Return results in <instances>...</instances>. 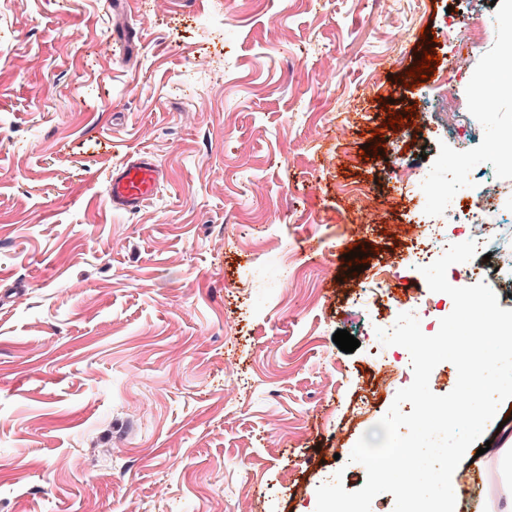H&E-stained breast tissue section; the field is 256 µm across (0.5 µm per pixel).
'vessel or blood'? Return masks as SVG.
<instances>
[{
  "label": "vessel or blood",
  "mask_w": 512,
  "mask_h": 512,
  "mask_svg": "<svg viewBox=\"0 0 512 512\" xmlns=\"http://www.w3.org/2000/svg\"><path fill=\"white\" fill-rule=\"evenodd\" d=\"M164 178L153 155L143 152L128 158L109 175V202L113 209L135 212L152 199Z\"/></svg>",
  "instance_id": "obj_1"
}]
</instances>
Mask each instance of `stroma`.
Returning a JSON list of instances; mask_svg holds the SVG:
<instances>
[{
	"instance_id": "1",
	"label": "stroma",
	"mask_w": 512,
	"mask_h": 512,
	"mask_svg": "<svg viewBox=\"0 0 512 512\" xmlns=\"http://www.w3.org/2000/svg\"><path fill=\"white\" fill-rule=\"evenodd\" d=\"M477 20L488 52L512 39L504 0H0V512H315L331 474L364 486L349 456L413 370L348 251L390 258L392 311L423 333L450 308L343 187L405 224L438 202L388 186L375 144L438 183L458 153L485 167L512 128L504 71L489 136L448 133L474 85L454 36ZM410 106L415 127H388ZM134 152L165 177L125 213L107 178ZM458 471V512L512 487L486 458Z\"/></svg>"
}]
</instances>
